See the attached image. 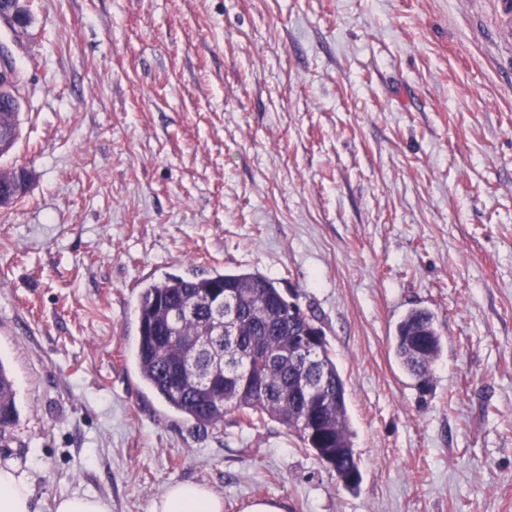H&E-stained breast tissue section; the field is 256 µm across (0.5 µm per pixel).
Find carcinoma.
Returning <instances> with one entry per match:
<instances>
[{"mask_svg":"<svg viewBox=\"0 0 512 512\" xmlns=\"http://www.w3.org/2000/svg\"><path fill=\"white\" fill-rule=\"evenodd\" d=\"M19 135V112H0V138L15 146ZM0 199L7 207L22 197L28 188L13 186L10 172L0 173ZM237 293L242 317L240 344L259 337L269 355L277 354L293 332L315 320L300 306L293 308L282 299L274 282L259 273H215L185 278L174 275L143 288L137 303L139 335L136 360L140 376L174 412L202 426L224 423L232 411L238 423L250 426L254 416L265 415L280 423L318 457L335 464L336 477L345 485L361 477L348 433L345 384L327 348L313 352L320 374L328 377L324 394L307 400L300 388L302 369L273 360L265 364L269 397L263 400L250 391L240 393L236 383L249 371L243 358H222L228 350L224 336L216 334L210 297ZM203 338L205 347L189 359L184 342ZM442 352L441 335L434 316L425 309L409 311L396 327L395 353L406 371L426 386L432 365ZM14 382L0 363V446L8 447L7 435L17 420ZM307 417L308 428L299 418Z\"/></svg>","mask_w":512,"mask_h":512,"instance_id":"1","label":"carcinoma"}]
</instances>
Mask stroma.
I'll return each instance as SVG.
<instances>
[{
	"label": "stroma",
	"mask_w": 512,
	"mask_h": 512,
	"mask_svg": "<svg viewBox=\"0 0 512 512\" xmlns=\"http://www.w3.org/2000/svg\"><path fill=\"white\" fill-rule=\"evenodd\" d=\"M0 25L31 174L0 209V463L36 512H512V16L504 0H25ZM258 272L314 313L361 471L277 422L206 429L141 381L136 305L167 275ZM443 352L421 389L410 309ZM441 352V335L433 314L425 309L409 311L398 323L395 334V353L406 371L422 386H427L432 365ZM14 382L0 363V443L1 448L8 447L7 435L11 433L17 420ZM224 500L204 486L177 483L167 488L152 512H223ZM55 512H110L108 503L96 496L62 497L55 502Z\"/></svg>",
	"instance_id": "stroma-1"
}]
</instances>
